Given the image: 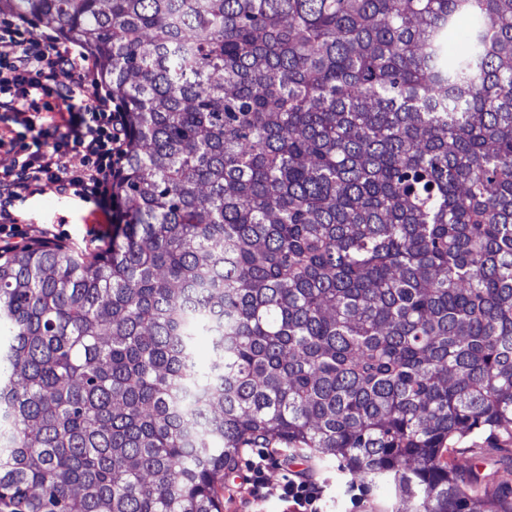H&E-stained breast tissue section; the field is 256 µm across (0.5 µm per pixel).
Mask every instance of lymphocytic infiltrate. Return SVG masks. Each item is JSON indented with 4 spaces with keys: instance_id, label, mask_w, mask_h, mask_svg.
<instances>
[{
    "instance_id": "1",
    "label": "lymphocytic infiltrate",
    "mask_w": 512,
    "mask_h": 512,
    "mask_svg": "<svg viewBox=\"0 0 512 512\" xmlns=\"http://www.w3.org/2000/svg\"><path fill=\"white\" fill-rule=\"evenodd\" d=\"M83 57L70 43L28 32L17 21L0 23V120L31 131V144L14 165L0 170V249H11L17 201L50 185L108 208V186L127 153L121 112L108 94L87 98ZM69 73L64 83L60 74ZM67 112L68 118L35 128V112ZM281 497L293 512H324L326 486L304 472L287 474Z\"/></svg>"
}]
</instances>
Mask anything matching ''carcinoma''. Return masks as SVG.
I'll return each mask as SVG.
<instances>
[{"instance_id": "carcinoma-1", "label": "carcinoma", "mask_w": 512, "mask_h": 512, "mask_svg": "<svg viewBox=\"0 0 512 512\" xmlns=\"http://www.w3.org/2000/svg\"><path fill=\"white\" fill-rule=\"evenodd\" d=\"M2 11L82 45L130 145L104 252L0 253V512H223L276 446L512 512L448 458L512 442V0Z\"/></svg>"}]
</instances>
